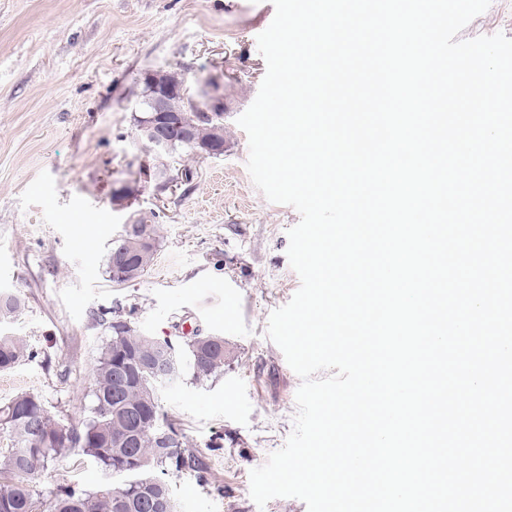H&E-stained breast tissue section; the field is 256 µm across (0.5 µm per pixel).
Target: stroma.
<instances>
[{
  "mask_svg": "<svg viewBox=\"0 0 512 512\" xmlns=\"http://www.w3.org/2000/svg\"><path fill=\"white\" fill-rule=\"evenodd\" d=\"M274 15L271 0H0V289L25 300L0 333L31 351L0 371V403L31 392L51 412L82 419L99 310L131 314L145 334L176 343L223 336V375L159 390L162 414L199 460L169 478L178 512H307L291 497L261 510L249 494L251 470L292 431L301 383L266 335L272 311L300 287L287 256L300 215L254 186L237 123L266 74L257 37ZM498 32L512 38V0H492L462 35ZM146 68L191 83L220 75L224 152L168 158L172 174L187 168L192 178L163 192L143 184L117 209L114 182L138 180L145 159L133 115ZM134 213L159 224L157 259L140 280L117 285L105 255ZM106 480L74 450L31 485L46 500Z\"/></svg>",
  "mask_w": 512,
  "mask_h": 512,
  "instance_id": "stroma-1",
  "label": "stroma"
}]
</instances>
